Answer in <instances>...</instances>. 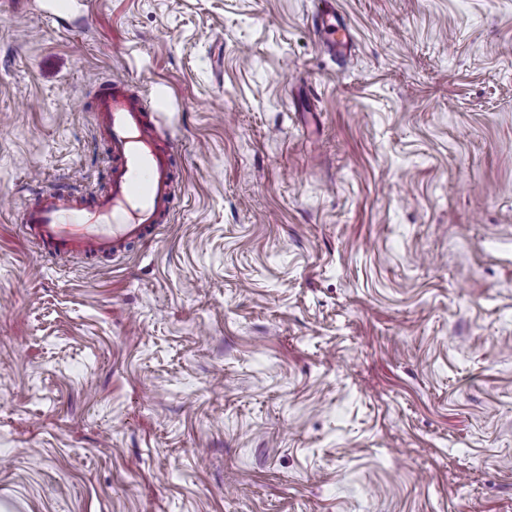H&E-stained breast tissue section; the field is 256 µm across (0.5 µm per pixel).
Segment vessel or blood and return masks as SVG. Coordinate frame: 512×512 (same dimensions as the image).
<instances>
[{
	"label": "vessel or blood",
	"mask_w": 512,
	"mask_h": 512,
	"mask_svg": "<svg viewBox=\"0 0 512 512\" xmlns=\"http://www.w3.org/2000/svg\"><path fill=\"white\" fill-rule=\"evenodd\" d=\"M312 23L332 54L350 45L346 23L318 0ZM106 146V181L79 185H29L18 221L45 263L68 256L109 257L153 236L167 223L174 202L173 149L154 122L155 110L127 83H103L87 104Z\"/></svg>",
	"instance_id": "vessel-or-blood-1"
}]
</instances>
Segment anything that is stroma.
Here are the masks:
<instances>
[{"mask_svg": "<svg viewBox=\"0 0 512 512\" xmlns=\"http://www.w3.org/2000/svg\"><path fill=\"white\" fill-rule=\"evenodd\" d=\"M0 13V201L162 107L173 218L47 265L0 204V512H512V0ZM329 3V0L316 1L317 6L312 15L313 27L333 55L344 56L350 45V33L347 24L336 16V11L327 8Z\"/></svg>", "mask_w": 512, "mask_h": 512, "instance_id": "obj_1", "label": "stroma"}]
</instances>
